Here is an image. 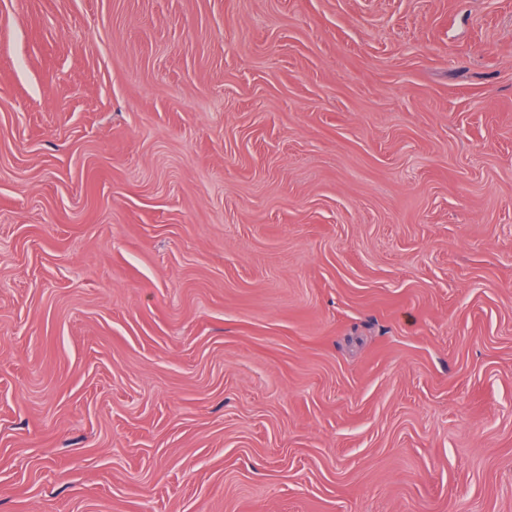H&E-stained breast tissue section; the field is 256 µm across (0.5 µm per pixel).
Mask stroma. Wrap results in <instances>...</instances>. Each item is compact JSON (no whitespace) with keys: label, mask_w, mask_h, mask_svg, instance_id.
Returning <instances> with one entry per match:
<instances>
[{"label":"stroma","mask_w":512,"mask_h":512,"mask_svg":"<svg viewBox=\"0 0 512 512\" xmlns=\"http://www.w3.org/2000/svg\"><path fill=\"white\" fill-rule=\"evenodd\" d=\"M0 512H512V0H0Z\"/></svg>","instance_id":"stroma-1"}]
</instances>
